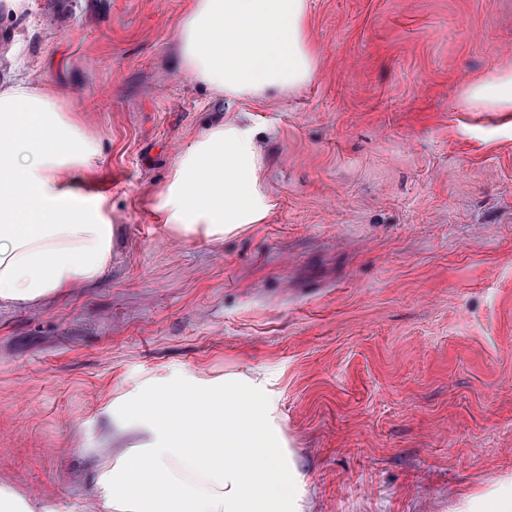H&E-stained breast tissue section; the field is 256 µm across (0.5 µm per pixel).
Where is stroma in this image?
Returning <instances> with one entry per match:
<instances>
[{
    "label": "stroma",
    "instance_id": "35a3bbf8",
    "mask_svg": "<svg viewBox=\"0 0 512 512\" xmlns=\"http://www.w3.org/2000/svg\"><path fill=\"white\" fill-rule=\"evenodd\" d=\"M0 0V79L54 89L99 152L96 281L0 305V498L80 512L145 446L147 387L260 376L301 512H496L512 496V0H310L315 79L236 102L271 218L176 237L151 198L225 103L181 72L186 0ZM65 447L60 456L46 447ZM101 448L111 449L98 457ZM467 104H479L491 112H512V70L500 69L489 75L471 92Z\"/></svg>",
    "mask_w": 512,
    "mask_h": 512
}]
</instances>
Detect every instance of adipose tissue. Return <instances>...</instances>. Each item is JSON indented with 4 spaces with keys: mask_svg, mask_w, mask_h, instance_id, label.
<instances>
[{
    "mask_svg": "<svg viewBox=\"0 0 512 512\" xmlns=\"http://www.w3.org/2000/svg\"><path fill=\"white\" fill-rule=\"evenodd\" d=\"M308 8V0H187L176 29L183 74L229 102L305 86L317 67ZM469 101L512 112V70L493 72ZM256 136L228 110L178 154L153 206L167 232L220 239L266 221L274 205ZM95 153L50 89L0 82V303L39 301L110 266L111 207L92 190ZM264 401L254 381L201 388L186 403L189 421L166 390L147 389L152 445L128 449L120 470L100 473L82 512L120 503L138 512H295V477Z\"/></svg>",
    "mask_w": 512,
    "mask_h": 512,
    "instance_id": "adipose-tissue-1",
    "label": "adipose tissue"
}]
</instances>
